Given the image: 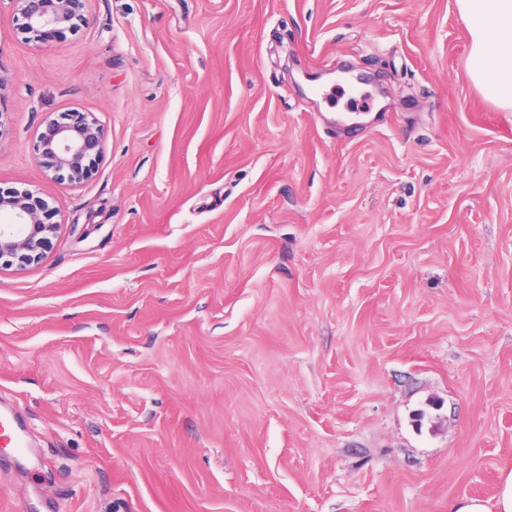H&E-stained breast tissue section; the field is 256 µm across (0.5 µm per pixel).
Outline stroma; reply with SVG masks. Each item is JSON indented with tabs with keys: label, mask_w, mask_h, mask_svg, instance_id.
Wrapping results in <instances>:
<instances>
[{
	"label": "stroma",
	"mask_w": 512,
	"mask_h": 512,
	"mask_svg": "<svg viewBox=\"0 0 512 512\" xmlns=\"http://www.w3.org/2000/svg\"><path fill=\"white\" fill-rule=\"evenodd\" d=\"M0 0V187L62 230L0 271V512H448L512 470V112L456 0ZM96 174L46 178L47 113ZM16 15V34L27 42L63 43L86 22L87 0H10ZM34 149L51 180L80 184L97 172L104 153L103 127L87 112H61L42 124ZM63 172H67V178ZM0 446L13 448L19 464L24 465L26 446L23 430L13 415L2 413V411H0Z\"/></svg>",
	"instance_id": "obj_1"
}]
</instances>
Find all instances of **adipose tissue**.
Masks as SVG:
<instances>
[{"instance_id":"obj_1","label":"adipose tissue","mask_w":512,"mask_h":512,"mask_svg":"<svg viewBox=\"0 0 512 512\" xmlns=\"http://www.w3.org/2000/svg\"><path fill=\"white\" fill-rule=\"evenodd\" d=\"M470 37L468 72L498 107L512 111V0H457Z\"/></svg>"}]
</instances>
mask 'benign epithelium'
Masks as SVG:
<instances>
[{"label": "benign epithelium", "instance_id": "1", "mask_svg": "<svg viewBox=\"0 0 512 512\" xmlns=\"http://www.w3.org/2000/svg\"><path fill=\"white\" fill-rule=\"evenodd\" d=\"M16 15V34L27 42L63 43L86 22L87 0H10ZM103 127L87 112H61L48 117L37 135L35 152L45 159L52 180L80 184L97 172L104 153ZM0 266L24 269L37 265L57 237L60 224L47 223L50 215L42 198L26 191L0 189Z\"/></svg>", "mask_w": 512, "mask_h": 512}]
</instances>
